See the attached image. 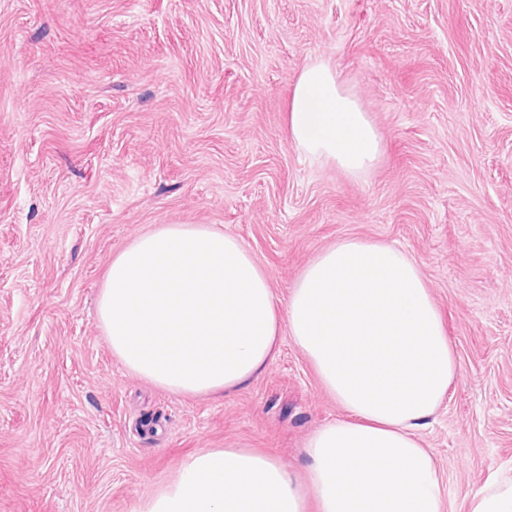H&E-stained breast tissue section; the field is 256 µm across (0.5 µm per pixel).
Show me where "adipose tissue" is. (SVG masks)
<instances>
[{"instance_id": "ef3b65f1", "label": "adipose tissue", "mask_w": 512, "mask_h": 512, "mask_svg": "<svg viewBox=\"0 0 512 512\" xmlns=\"http://www.w3.org/2000/svg\"><path fill=\"white\" fill-rule=\"evenodd\" d=\"M286 125L296 151L354 179L382 155L368 112L322 58L297 74ZM98 317L130 373L187 396L249 384L290 337L342 411L308 438L301 470L257 448H205L134 512H444L421 432L457 362L441 311L404 251L339 240L282 305L239 238L208 224H161L113 258ZM466 512H512V476L489 478Z\"/></svg>"}]
</instances>
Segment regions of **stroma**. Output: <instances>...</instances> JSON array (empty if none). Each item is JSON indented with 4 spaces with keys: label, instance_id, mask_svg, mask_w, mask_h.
Listing matches in <instances>:
<instances>
[{
    "label": "stroma",
    "instance_id": "1",
    "mask_svg": "<svg viewBox=\"0 0 512 512\" xmlns=\"http://www.w3.org/2000/svg\"><path fill=\"white\" fill-rule=\"evenodd\" d=\"M320 56L382 136L366 178L288 142ZM161 224L239 237L282 300L338 240L407 252L459 363L422 433L446 512L512 469V0H0V512H133L197 449L297 465L340 416L288 339L222 397L125 370L96 300Z\"/></svg>",
    "mask_w": 512,
    "mask_h": 512
}]
</instances>
